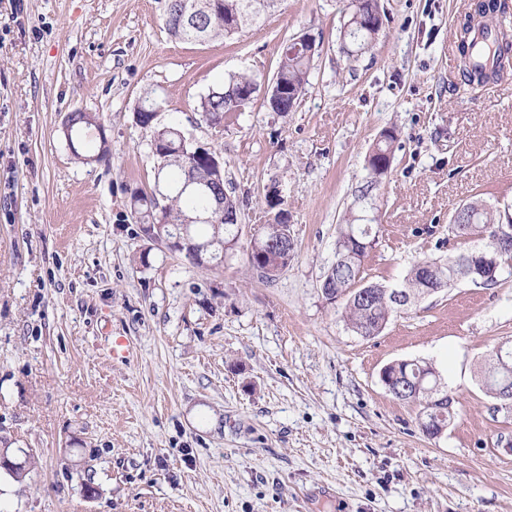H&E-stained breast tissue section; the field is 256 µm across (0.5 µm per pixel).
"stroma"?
<instances>
[{
  "label": "stroma",
  "instance_id": "1",
  "mask_svg": "<svg viewBox=\"0 0 512 512\" xmlns=\"http://www.w3.org/2000/svg\"><path fill=\"white\" fill-rule=\"evenodd\" d=\"M21 3L0 0V439L33 457L24 481L0 473V512H512V412L480 383L512 339V261L371 339L320 289L339 224L372 225L365 280L393 287L454 256L448 224L473 195L512 207V82L465 84L448 59L468 0H380L385 25L358 53L347 0H279L207 42L171 39L159 0ZM303 31L315 51L293 111L259 92L211 128L201 98L233 75L272 79ZM149 93L158 125L210 146L245 200L218 268L137 234ZM74 111L98 116L82 137L106 160L74 157ZM391 128L392 166L359 197ZM273 182L297 255L265 281L247 247ZM117 339L129 357L113 358ZM397 360L431 364L456 398L441 437L381 382Z\"/></svg>",
  "mask_w": 512,
  "mask_h": 512
}]
</instances>
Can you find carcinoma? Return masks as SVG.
I'll return each mask as SVG.
<instances>
[{"label":"carcinoma","instance_id":"cac0c4a2","mask_svg":"<svg viewBox=\"0 0 512 512\" xmlns=\"http://www.w3.org/2000/svg\"><path fill=\"white\" fill-rule=\"evenodd\" d=\"M482 5L488 11L484 25L504 30L502 22L509 14L506 0H484ZM269 7V0H224V8L218 10L211 7V0H164L163 24L174 39L204 42L242 32L258 20L260 9ZM379 7L378 0H349L348 35L357 42L360 50L371 46L380 30L364 27L357 14L364 9ZM457 48L463 58L462 76L469 83L497 76L509 66V60L503 59L498 49L490 63L478 64L474 61V43L460 39ZM311 63L312 57L294 50V46L287 43L274 79L283 87L301 93L307 84ZM260 85L256 75L233 76L201 99L200 112L207 123L220 125L239 112L234 96L243 89H257ZM87 125L82 115H76L70 142L73 154L79 160L92 156L91 148L81 136ZM396 141V131L388 129L372 153L379 158L386 154L392 156ZM186 142L183 132L175 125L155 130L153 143L162 144L164 152L155 153L154 189L149 193H133L131 211L139 216L140 232L148 234L157 222L155 207L162 206V218L170 231L181 237L185 235L191 242L205 247L209 263L219 264L224 262V245L239 235L238 220L241 219L243 201L234 191L227 190L224 170L213 168L204 159L192 165L194 183H187L189 161L184 152ZM217 195L224 196L222 211L214 208ZM196 215L203 220L183 226V217ZM497 224L499 220L492 205L480 198L471 201L469 213L458 220L451 219L448 224V235L460 242L458 254L446 263L434 260L417 263L406 276L401 290L414 299L435 286L443 290L450 288L460 262L469 258L473 260L472 279L476 280V286L488 288L495 285L499 271H489L479 255L483 252L493 254L499 267L512 259V239L491 240V227ZM263 228L267 244L261 253L249 256V263L260 278L272 280L288 268L295 257L296 244L294 238L287 236L271 217ZM364 233L366 228L363 224L339 225L335 242L336 262L325 274L330 279L332 293L324 295V298L330 302L345 300L348 325L356 335L369 338L378 335L393 315L408 309L409 305L393 304L389 299L390 289L381 285H361L365 251L360 249L357 241H367ZM435 382L431 365L411 361L391 368L386 384L395 399L420 406L419 425L426 434L430 427L446 424L455 417L454 407L440 402L445 393L434 389ZM483 385L486 393L502 403L512 404L511 340L503 342L502 356L496 355L489 360L484 370Z\"/></svg>","mask_w":512,"mask_h":512}]
</instances>
